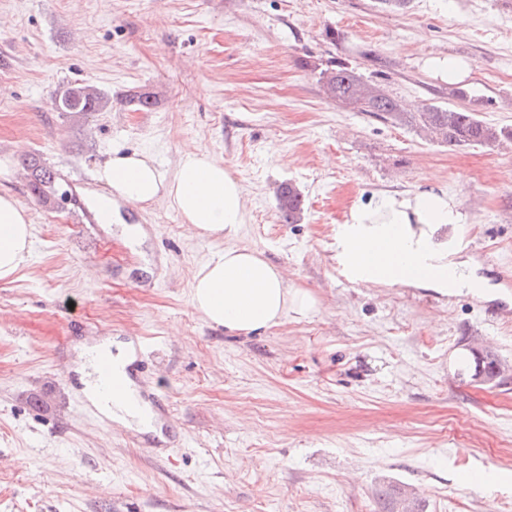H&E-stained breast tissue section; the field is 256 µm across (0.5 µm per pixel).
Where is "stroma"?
<instances>
[{
	"label": "stroma",
	"mask_w": 512,
	"mask_h": 512,
	"mask_svg": "<svg viewBox=\"0 0 512 512\" xmlns=\"http://www.w3.org/2000/svg\"><path fill=\"white\" fill-rule=\"evenodd\" d=\"M436 53L470 62L462 97L426 68ZM338 64L403 111L451 104L512 128V0H0V158L33 224L24 268L0 282V512H382L391 485L423 512L512 499V145L451 149L329 98L319 73ZM74 84L111 109L56 111ZM139 90L151 110L125 102ZM188 147L241 181L232 242L311 291L307 317L249 337L210 326L190 288L225 244L165 202L88 222L112 152H149L170 175ZM31 156L69 202L32 195ZM430 177L470 214L463 257L485 295L350 281L336 262L349 208ZM286 182L305 198L298 224L277 208ZM143 339L181 435L167 456L82 416L63 373L84 343ZM477 353L501 361L497 380L472 379Z\"/></svg>",
	"instance_id": "35a3bbf8"
}]
</instances>
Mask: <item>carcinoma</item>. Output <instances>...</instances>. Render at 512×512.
Returning a JSON list of instances; mask_svg holds the SVG:
<instances>
[{
  "label": "carcinoma",
  "mask_w": 512,
  "mask_h": 512,
  "mask_svg": "<svg viewBox=\"0 0 512 512\" xmlns=\"http://www.w3.org/2000/svg\"><path fill=\"white\" fill-rule=\"evenodd\" d=\"M319 81L329 97L359 106L362 111L372 112L395 124L410 123L434 134L441 143L450 147L493 145L502 140H512V129L489 124L474 111L453 105L426 104L421 111L408 116L380 87L365 82L343 65L322 70ZM109 103L110 99L96 88L75 85L55 98L54 107L59 112H102ZM24 166L29 171L31 192L40 202L58 207L68 200L69 191L62 187L54 169L35 157ZM277 208L286 223H299L305 211L303 194L291 183L280 185ZM475 366V376L489 377L494 375L498 361L489 354L478 356Z\"/></svg>",
  "instance_id": "obj_1"
}]
</instances>
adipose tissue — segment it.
Instances as JSON below:
<instances>
[{
    "mask_svg": "<svg viewBox=\"0 0 512 512\" xmlns=\"http://www.w3.org/2000/svg\"><path fill=\"white\" fill-rule=\"evenodd\" d=\"M97 178L108 189L96 209L111 223L117 206L137 209L163 198L200 239L221 240L246 220L244 189L223 161L199 148L181 152L165 175L145 151L114 153ZM470 216L462 201L436 184L413 192L389 191L354 204L336 231V261L368 287L410 286L443 295L480 294L483 284L458 256L468 245ZM29 209L0 191V282L12 281L30 254ZM190 303L210 325L248 336L281 325L288 315L307 316L316 306L307 291L291 287L283 268L262 251L228 246L197 269Z\"/></svg>",
    "mask_w": 512,
    "mask_h": 512,
    "instance_id": "obj_1",
    "label": "adipose tissue"
}]
</instances>
